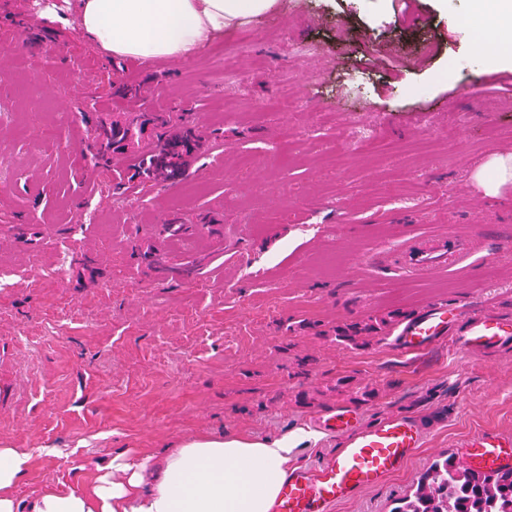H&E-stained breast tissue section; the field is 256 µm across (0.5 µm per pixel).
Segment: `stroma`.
Listing matches in <instances>:
<instances>
[{"mask_svg":"<svg viewBox=\"0 0 512 512\" xmlns=\"http://www.w3.org/2000/svg\"><path fill=\"white\" fill-rule=\"evenodd\" d=\"M290 2L192 58L148 64L104 59L75 0L36 19L28 0H0V444L33 454L19 512L44 488L86 489L118 452L162 457L196 433L304 430L292 463L318 464L339 441L315 421L339 405L362 424L405 415L430 429L403 469L332 510L391 512L436 458L512 433V351L336 340L437 301L512 319V264L495 257L512 243V175L485 188L512 144V109L494 106L512 97V67L487 64L496 46L464 26L468 0ZM243 43L232 83L222 55ZM122 112L206 132L185 181L118 191L95 178L94 130ZM358 127L404 148L365 154ZM393 180L412 208L391 204ZM170 220L187 227L173 240ZM448 229L476 243L464 269L372 262ZM390 325V321H387L385 318H380L378 320L375 318L374 321L370 319L368 322L364 323H353L337 329L336 340L348 345L357 346L359 344V340L362 338V336H360L361 334L381 332Z\"/></svg>","mask_w":512,"mask_h":512,"instance_id":"stroma-1","label":"stroma"}]
</instances>
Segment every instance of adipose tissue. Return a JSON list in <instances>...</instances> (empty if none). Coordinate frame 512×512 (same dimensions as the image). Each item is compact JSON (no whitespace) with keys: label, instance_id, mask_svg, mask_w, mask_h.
Instances as JSON below:
<instances>
[{"label":"adipose tissue","instance_id":"adipose-tissue-1","mask_svg":"<svg viewBox=\"0 0 512 512\" xmlns=\"http://www.w3.org/2000/svg\"><path fill=\"white\" fill-rule=\"evenodd\" d=\"M278 0H78L77 27L108 57L152 63L186 58L203 42L246 19L263 16ZM470 16L512 45V0H470ZM298 434L276 439L239 433L197 434L163 458L118 455L99 466L83 491L43 490L31 512H273ZM30 455L0 448V512H18L15 485ZM155 483H147L150 470Z\"/></svg>","mask_w":512,"mask_h":512}]
</instances>
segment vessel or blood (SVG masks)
<instances>
[{
	"label": "vessel or blood",
	"mask_w": 512,
	"mask_h": 512,
	"mask_svg": "<svg viewBox=\"0 0 512 512\" xmlns=\"http://www.w3.org/2000/svg\"><path fill=\"white\" fill-rule=\"evenodd\" d=\"M473 252L468 238L445 232L422 240L409 239L397 254L378 253V265H393L408 275H435L459 265ZM453 342L462 351L496 348L512 342V322L466 306L449 310L429 304L403 317L392 345L404 355L432 350ZM351 412L342 405L321 415L317 424L340 437L337 452L310 467L290 469L273 512H332L340 502L376 486L423 446L426 430L411 417H387L370 425H351ZM470 468L487 470L512 466V436L488 435L469 443Z\"/></svg>",
	"instance_id": "1"
}]
</instances>
